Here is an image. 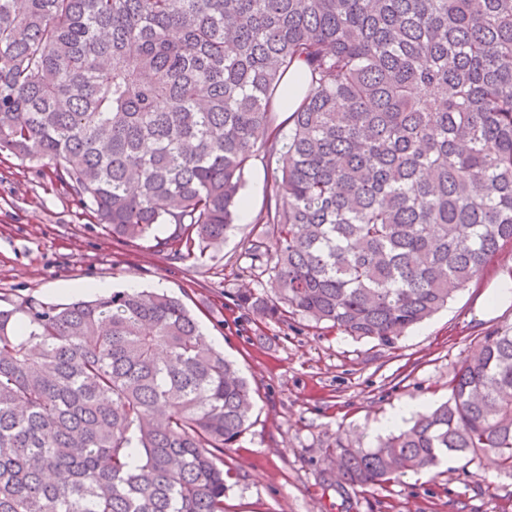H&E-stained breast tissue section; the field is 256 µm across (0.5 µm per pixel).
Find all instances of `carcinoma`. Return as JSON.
I'll use <instances>...</instances> for the list:
<instances>
[{
	"mask_svg": "<svg viewBox=\"0 0 512 512\" xmlns=\"http://www.w3.org/2000/svg\"><path fill=\"white\" fill-rule=\"evenodd\" d=\"M260 149L266 287L236 305L394 347L512 243V0H0V153L51 161L112 240L172 224L161 250L218 248ZM449 389L370 448L337 439L336 488L450 454L512 473V325ZM252 409L164 291L0 308V512H224Z\"/></svg>",
	"mask_w": 512,
	"mask_h": 512,
	"instance_id": "obj_1",
	"label": "carcinoma"
}]
</instances>
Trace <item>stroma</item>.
Listing matches in <instances>:
<instances>
[{
	"label": "stroma",
	"instance_id": "35a3bbf8",
	"mask_svg": "<svg viewBox=\"0 0 512 512\" xmlns=\"http://www.w3.org/2000/svg\"><path fill=\"white\" fill-rule=\"evenodd\" d=\"M275 157L258 154L244 172L253 217L196 260L157 253L153 240L113 241L45 161L0 153V306L27 298L67 304L90 282L128 283L179 296L212 343L236 362L255 391L251 425L226 450L231 476L224 512H512V476L493 455L452 457L429 473L386 489L342 496L326 486L337 437L373 446L399 405L445 401L455 365L490 329L512 325V305L482 318L481 302L499 270L512 268V244L446 309L389 348L355 340L301 316L256 326L228 294L258 288L245 252L270 202Z\"/></svg>",
	"mask_w": 512,
	"mask_h": 512
}]
</instances>
